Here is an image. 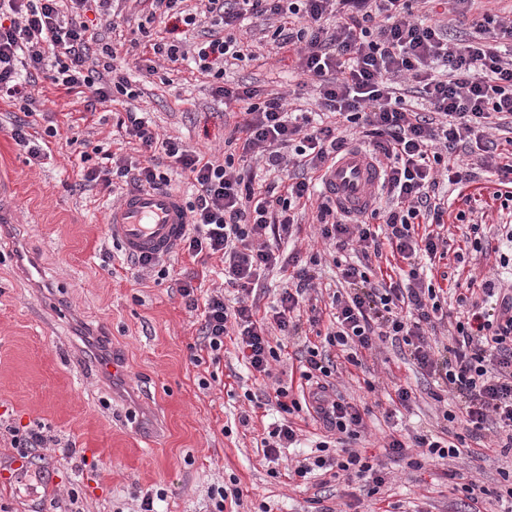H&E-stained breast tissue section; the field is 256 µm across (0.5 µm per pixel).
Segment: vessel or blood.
<instances>
[{
	"label": "vessel or blood",
	"mask_w": 512,
	"mask_h": 512,
	"mask_svg": "<svg viewBox=\"0 0 512 512\" xmlns=\"http://www.w3.org/2000/svg\"><path fill=\"white\" fill-rule=\"evenodd\" d=\"M382 180V168L365 151L344 154L326 173L323 190L351 215L371 209ZM113 242L127 255L164 257L179 244L188 229V216L179 195L165 189L126 192L109 214Z\"/></svg>",
	"instance_id": "obj_1"
}]
</instances>
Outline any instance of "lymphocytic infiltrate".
<instances>
[{
    "label": "lymphocytic infiltrate",
    "instance_id": "obj_1",
    "mask_svg": "<svg viewBox=\"0 0 512 512\" xmlns=\"http://www.w3.org/2000/svg\"><path fill=\"white\" fill-rule=\"evenodd\" d=\"M146 1L168 22L150 41L153 55L174 65L192 61L213 78L215 95L242 104L243 119L233 133L243 154L284 171L285 178L277 187H254L250 169L237 166L234 155L220 157L161 137L143 113L129 109L119 124L137 142L141 158L106 150L93 164L88 151H81L87 166L79 185L107 191L119 184L167 187L171 179L161 169L165 157L188 180L194 199L187 204L189 228L180 249L193 257H221L225 288L237 293L231 305L223 291L201 302L191 282L180 286L186 305L203 309L204 352L192 355L194 365H219L230 336L254 378L265 379L283 351L272 343L273 331L302 338L299 396L284 387L244 392L254 407L274 405L283 417L260 439L265 459L278 461L281 449L296 442L292 419L306 410L337 435L341 449L333 457L328 441L318 442L313 455L297 462L294 475L307 480L315 472L337 470L377 494L385 482L378 463L353 447L366 432V411L334 387L330 351L339 349L357 367L360 351L386 339L408 347L436 385V401L453 403L437 431L413 435L408 442L391 437L392 453L416 470L474 454L475 444L483 441L489 450L512 454V287L481 281L482 300L466 302L448 343L430 342L446 317L447 293L431 262L448 254V220L466 218L465 212L451 213L439 184L464 191L475 181L458 151L477 146L481 166L498 175L493 200L512 202V152L499 151L487 134L495 121L512 118V53L501 54L498 46L512 42V17L483 9L467 38L456 39L449 36V25L467 18L476 0H433L434 9L421 15L413 13L411 0H195L192 8L188 0H134ZM87 3L0 0V99L18 102L22 116L11 135L32 158L40 156L31 145L28 121L37 111L30 87L38 78L83 96L91 111L110 104L116 93L137 97L115 64L116 47L85 20ZM203 17L215 27L202 40L187 45L173 37V24L194 27ZM251 18L272 21L277 51L293 56L300 84H312L318 92L320 120L294 108L282 94L226 85L229 61L261 54L253 39L241 34ZM350 129L385 168L387 205L361 220L329 200H312L325 173L347 152ZM311 204L317 207L322 239L340 250L358 245L366 259L386 265H345L341 274L348 291L333 292L329 315L316 310L302 321L295 312L315 286L322 256L312 254L303 263L298 256H284L283 246L296 233L297 213ZM376 220L383 230L373 228ZM276 268L287 273V285L271 317L258 316L248 299ZM321 324L325 332L305 336V326ZM412 446L419 450L414 458L408 454Z\"/></svg>",
    "mask_w": 512,
    "mask_h": 512
}]
</instances>
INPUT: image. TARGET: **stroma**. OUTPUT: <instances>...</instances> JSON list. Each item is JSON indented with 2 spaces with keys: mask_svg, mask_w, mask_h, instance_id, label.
<instances>
[{
  "mask_svg": "<svg viewBox=\"0 0 512 512\" xmlns=\"http://www.w3.org/2000/svg\"><path fill=\"white\" fill-rule=\"evenodd\" d=\"M135 27L123 16L99 27L142 91L130 102L114 101L106 123L86 115L76 95L38 80L41 106L31 129L57 131L47 138L49 155L41 163L30 164L11 137L18 105L0 100V179L14 184L17 199V233L0 237V419L20 427L44 424L54 438L50 447L33 451L29 469L8 491L0 490V512H65L73 493L83 512H142L148 495L156 512H210L209 489L232 481L241 492L239 512H259L264 505L272 512H379L384 500L402 504L404 512H464L448 491L445 466L412 470L385 454L387 435L435 428L441 415L430 378L391 344L364 352L362 368L332 377L338 391L373 411L360 448L384 460L387 481L379 501L353 498L340 482L289 480L285 471L296 449H285L273 464L264 458L257 441L271 419L245 399L254 378L232 343L224 345L216 379L200 386L206 372L190 355L200 343L202 315L186 306L179 286L196 277L197 297L205 299L222 285V262L201 263L177 249L166 258V278L136 279L108 233L116 198L98 187L76 190L83 162L71 142L117 150L125 138L117 116L131 108L147 113L159 133L220 154L241 107L224 105L212 93L211 78L189 67L164 78L138 70ZM290 76V59L270 48L262 60L226 69L229 82L283 93ZM476 176L483 199L455 196L451 209L483 224L491 238L499 225L512 222V211L486 204L495 178L481 169ZM448 237L464 259L437 261V272L461 283L494 276V252L472 251L454 227ZM84 331L105 337L122 355L126 376L103 372L99 357L85 349ZM368 379L375 392H366ZM406 384L413 401L393 408L390 394ZM245 414L250 420L244 425ZM510 467L512 457L490 452L457 460L452 468L464 481L493 490L501 470Z\"/></svg>",
  "mask_w": 512,
  "mask_h": 512,
  "instance_id": "obj_1",
  "label": "stroma"
}]
</instances>
